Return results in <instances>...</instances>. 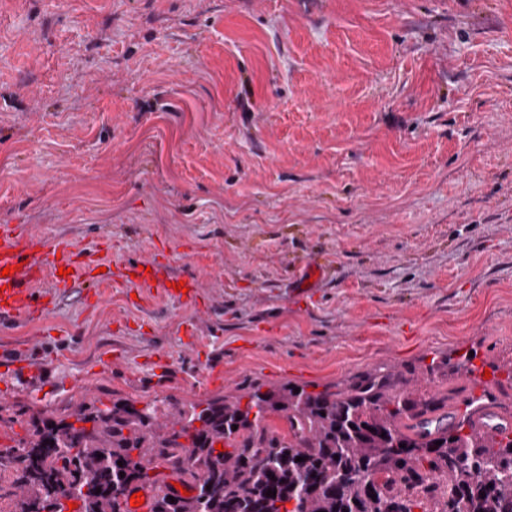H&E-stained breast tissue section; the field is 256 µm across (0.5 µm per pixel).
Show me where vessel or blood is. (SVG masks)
<instances>
[{"instance_id": "obj_1", "label": "vessel or blood", "mask_w": 512, "mask_h": 512, "mask_svg": "<svg viewBox=\"0 0 512 512\" xmlns=\"http://www.w3.org/2000/svg\"><path fill=\"white\" fill-rule=\"evenodd\" d=\"M11 268L9 276H0V320H31L46 315L53 302V293H38L37 286L44 277H54L58 286L67 288L84 282L98 289L111 284L110 273H92L89 264L79 253L59 241H49L26 235L17 226H0V269ZM120 285L127 293L144 298L159 292L190 304L196 299V283H188L186 291L174 290L172 281L162 279L161 266L156 258L145 265H132L123 275ZM471 401V419L487 437L512 432V407L508 406L498 385L486 384L467 390ZM459 417L456 404L438 405L422 412L409 413L403 420L405 430L422 434L437 430L439 424L455 425Z\"/></svg>"}]
</instances>
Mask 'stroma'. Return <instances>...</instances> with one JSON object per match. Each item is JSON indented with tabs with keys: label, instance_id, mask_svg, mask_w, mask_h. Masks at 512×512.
Wrapping results in <instances>:
<instances>
[{
	"label": "stroma",
	"instance_id": "1",
	"mask_svg": "<svg viewBox=\"0 0 512 512\" xmlns=\"http://www.w3.org/2000/svg\"><path fill=\"white\" fill-rule=\"evenodd\" d=\"M1 224L198 298L43 279L0 451L83 403L428 396L467 354L512 389V0H0Z\"/></svg>",
	"mask_w": 512,
	"mask_h": 512
}]
</instances>
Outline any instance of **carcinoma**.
Returning a JSON list of instances; mask_svg holds the SVG:
<instances>
[{"instance_id": "1", "label": "carcinoma", "mask_w": 512, "mask_h": 512, "mask_svg": "<svg viewBox=\"0 0 512 512\" xmlns=\"http://www.w3.org/2000/svg\"><path fill=\"white\" fill-rule=\"evenodd\" d=\"M294 389L174 411L81 404L0 453V469L15 472L0 498H15L18 512H43L59 494L78 512H122L126 489L154 480L160 460L198 475L194 495L172 501L162 491L153 512H512L511 435L485 438L465 419L428 437L407 434L405 413L437 400L414 401L377 374L340 392ZM275 412L288 420L286 441L261 426ZM226 441L237 446L216 451Z\"/></svg>"}]
</instances>
